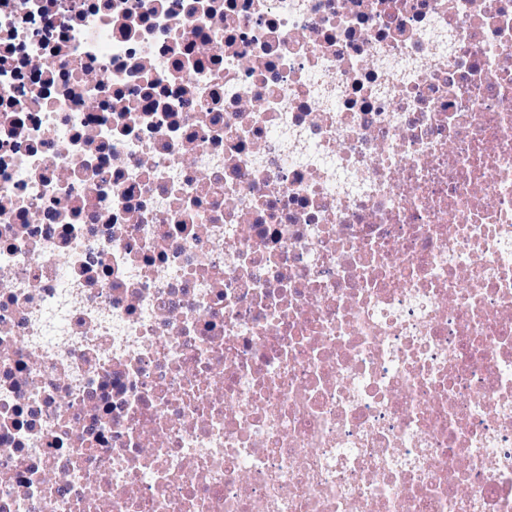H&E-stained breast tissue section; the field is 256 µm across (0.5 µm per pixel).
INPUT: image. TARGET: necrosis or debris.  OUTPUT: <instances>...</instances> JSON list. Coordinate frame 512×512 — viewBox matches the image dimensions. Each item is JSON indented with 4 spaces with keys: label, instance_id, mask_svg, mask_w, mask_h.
Instances as JSON below:
<instances>
[{
    "label": "necrosis or debris",
    "instance_id": "4bbe7bcc",
    "mask_svg": "<svg viewBox=\"0 0 512 512\" xmlns=\"http://www.w3.org/2000/svg\"><path fill=\"white\" fill-rule=\"evenodd\" d=\"M0 512H512V0H0Z\"/></svg>",
    "mask_w": 512,
    "mask_h": 512
}]
</instances>
